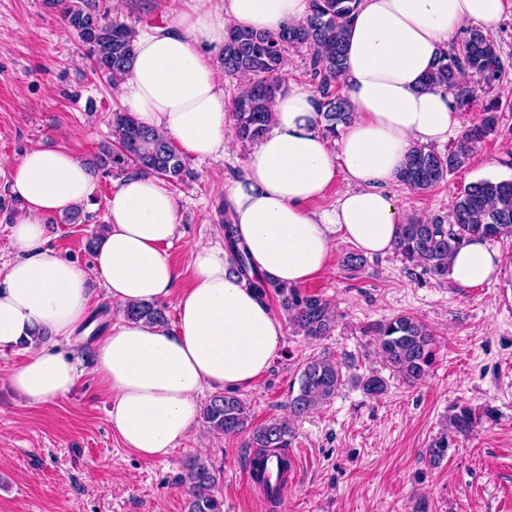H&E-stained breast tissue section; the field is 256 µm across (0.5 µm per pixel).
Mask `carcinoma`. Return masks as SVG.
I'll list each match as a JSON object with an SVG mask.
<instances>
[{
  "instance_id": "carcinoma-1",
  "label": "carcinoma",
  "mask_w": 512,
  "mask_h": 512,
  "mask_svg": "<svg viewBox=\"0 0 512 512\" xmlns=\"http://www.w3.org/2000/svg\"><path fill=\"white\" fill-rule=\"evenodd\" d=\"M358 0H310V14L300 25L278 32L230 28L224 42L221 65L224 75L246 78L231 101V117L237 138L245 143L260 141L269 130L272 103L282 85L285 53L305 50L309 74L319 97V117L326 137L336 138L339 126L349 124L353 111L349 101L336 90L338 75L345 60L348 23ZM63 16L72 28L96 68L116 81L131 68L135 32L125 23L108 20L100 13L97 0H60ZM505 66L497 45L479 28L466 32L462 51L443 52L425 78L424 86H445L452 92L458 108L471 106L474 89L464 82L476 77L491 87L500 81ZM498 124L497 106L484 109L480 122L467 129L454 148L446 154L424 147L414 148L399 173L402 184L418 192H427L448 174L465 166L477 144ZM115 148L104 154L99 168L109 166L122 171L131 167L174 183L185 175L182 153L166 137L140 125L129 112L112 117ZM225 243L232 256V270L249 278V284L265 297L269 290L282 297L288 321L294 333L309 339L329 335L335 315L329 303L317 295H303L295 288L282 286L259 274L249 275L252 264L247 247L233 236L229 212H224ZM485 239L512 237V180L483 179L470 184L453 197L448 219L440 216L409 218L401 225L395 252L409 265L435 279H445L457 250L472 237ZM125 318L164 325L163 309L152 303L130 304L123 309ZM367 333L375 342L385 366L408 384L422 380L434 358V337L428 327L414 317L401 314L373 323ZM343 374L335 359L323 354L309 357L300 373L296 395L290 399L291 415L300 418L336 396ZM363 389L374 396L387 390V381L374 373L363 380ZM202 419L220 434H234L249 427V408L234 392L214 395L202 408ZM476 427V417L466 406H457L448 415L445 432L425 449L429 462L440 463L455 446L456 438L466 437ZM291 428L286 421L271 422L253 431V447L259 449L253 460L258 483L271 498L278 497L265 477L267 461L276 458L275 476L283 481L290 462L284 448ZM182 482L188 485L187 512H224V501L214 494L215 474L198 459L185 468Z\"/></svg>"
}]
</instances>
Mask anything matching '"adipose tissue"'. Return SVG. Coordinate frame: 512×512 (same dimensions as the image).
<instances>
[{"instance_id": "1", "label": "adipose tissue", "mask_w": 512, "mask_h": 512, "mask_svg": "<svg viewBox=\"0 0 512 512\" xmlns=\"http://www.w3.org/2000/svg\"><path fill=\"white\" fill-rule=\"evenodd\" d=\"M184 0L174 24L134 41V62L120 80L123 103L139 124L174 140L199 160L223 158L232 140L224 87L211 58L227 30L274 32L303 22L310 0ZM506 0H360L348 29L339 76L354 117L329 146L318 101L287 82L274 99L271 130L248 157L243 175L224 187V205L253 267L299 286L322 271L337 244L364 254L394 249L403 222L395 189L409 151L442 145L460 127L445 88H423L425 73L468 27L495 32ZM330 207L315 208L338 182ZM91 170L63 148L32 147L12 167L10 191L23 204L12 228L20 254L0 275V350L24 347L9 375L29 402H55L76 387L77 335L92 316L91 277L113 306L174 300L175 329L123 319L95 350L94 374L111 395L109 420L126 448L145 459L169 455L197 427L205 390H235L262 376L278 357L285 324L246 279L230 270L223 237L195 245L191 283L166 252L178 229V206L150 174L122 178L107 204L108 230L91 269L64 257L46 238L49 216L88 203ZM503 257L473 238L454 255L450 278L462 288L498 279ZM45 329L55 344L34 340Z\"/></svg>"}]
</instances>
